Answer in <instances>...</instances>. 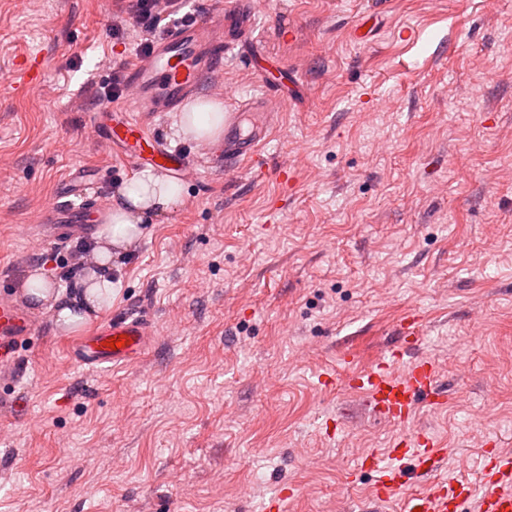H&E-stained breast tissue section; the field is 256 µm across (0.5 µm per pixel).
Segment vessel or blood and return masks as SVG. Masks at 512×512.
Returning a JSON list of instances; mask_svg holds the SVG:
<instances>
[{
	"label": "vessel or blood",
	"instance_id": "1",
	"mask_svg": "<svg viewBox=\"0 0 512 512\" xmlns=\"http://www.w3.org/2000/svg\"><path fill=\"white\" fill-rule=\"evenodd\" d=\"M253 0H227L225 5L194 14L188 21L172 26L150 51L124 68L125 86L130 96L123 114L111 123H99L90 115L100 138L120 147L129 169L148 164L171 175H185L192 165L189 155L171 148L153 132L152 118L160 112L179 111L182 102L197 93L202 79L221 71L224 58L234 51H245L253 25ZM267 96L241 103L224 117V165L251 157L273 127L269 98L288 100V77L278 75L268 84ZM89 173L76 170L64 191L48 210L50 222L44 227L47 239L59 240L61 233L92 235L106 223L110 209L100 200L87 196ZM418 315H410L397 344L389 354L368 368L351 372L342 380L343 388L361 394L372 411L402 433L387 453L365 452L363 469L375 472L378 497L404 493L403 512H512V453L498 451L483 464L477 482L456 477H439L447 451L434 436L405 433L404 428L424 404H439L442 396L436 365L429 359L404 361L406 349L419 342ZM32 317L17 303L0 301V368L17 364V346L34 336ZM148 328L143 316L120 314L91 333L76 336L71 355L82 366H120L145 349ZM121 340L111 348V340Z\"/></svg>",
	"mask_w": 512,
	"mask_h": 512
}]
</instances>
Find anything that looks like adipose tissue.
I'll use <instances>...</instances> for the list:
<instances>
[{
    "instance_id": "ef3b65f1",
    "label": "adipose tissue",
    "mask_w": 512,
    "mask_h": 512,
    "mask_svg": "<svg viewBox=\"0 0 512 512\" xmlns=\"http://www.w3.org/2000/svg\"><path fill=\"white\" fill-rule=\"evenodd\" d=\"M177 134L186 140L219 142L224 136V108L218 100L188 101L180 116ZM183 200L178 184L153 171H143L124 186L112 207L110 222L95 249L97 268L90 271L78 308L59 306V295L40 272L33 270L23 294L33 302L53 311L57 323L65 329L80 325L90 314L110 307L115 284L112 280V248L133 246L143 235L147 214H161L175 209Z\"/></svg>"
}]
</instances>
